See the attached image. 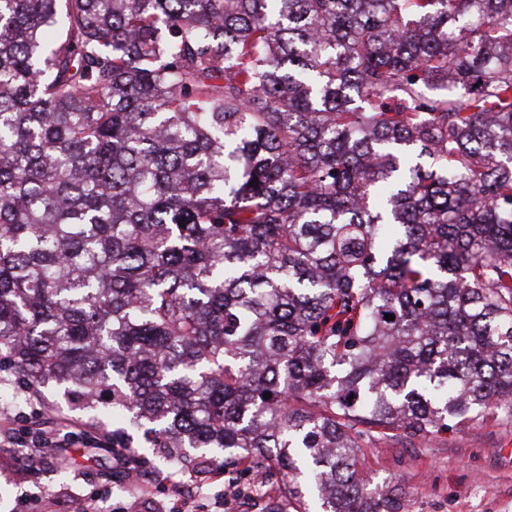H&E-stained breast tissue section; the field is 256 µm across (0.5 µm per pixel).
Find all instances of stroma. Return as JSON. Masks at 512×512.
<instances>
[{
  "mask_svg": "<svg viewBox=\"0 0 512 512\" xmlns=\"http://www.w3.org/2000/svg\"><path fill=\"white\" fill-rule=\"evenodd\" d=\"M16 415L27 427L50 418L75 417L98 431L112 423L93 412H69L63 398L44 391L30 398L17 384L0 388V410ZM115 461L111 452L77 448L67 470L55 460L27 455L21 448L0 447V512H76L78 501L98 495L103 512H122L133 495L113 488L105 474ZM357 466L370 479L371 490L396 498L400 512H512V420L493 414L480 423L456 425L420 442L375 440L358 456ZM136 496L142 512H168L171 500L165 476L198 486L199 502L220 512L224 485L199 487L188 465L145 464Z\"/></svg>",
  "mask_w": 512,
  "mask_h": 512,
  "instance_id": "stroma-1",
  "label": "stroma"
}]
</instances>
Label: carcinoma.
I'll return each mask as SVG.
<instances>
[{"label": "carcinoma", "instance_id": "cac0c4a2", "mask_svg": "<svg viewBox=\"0 0 512 512\" xmlns=\"http://www.w3.org/2000/svg\"><path fill=\"white\" fill-rule=\"evenodd\" d=\"M0 367L398 512L362 445L512 418V0H0Z\"/></svg>", "mask_w": 512, "mask_h": 512}]
</instances>
